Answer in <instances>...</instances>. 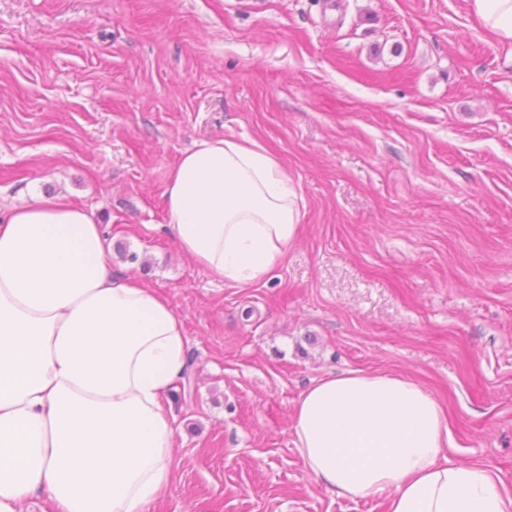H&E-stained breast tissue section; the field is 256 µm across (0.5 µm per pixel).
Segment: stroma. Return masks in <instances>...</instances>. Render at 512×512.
I'll list each match as a JSON object with an SVG mask.
<instances>
[{"instance_id":"1","label":"stroma","mask_w":512,"mask_h":512,"mask_svg":"<svg viewBox=\"0 0 512 512\" xmlns=\"http://www.w3.org/2000/svg\"><path fill=\"white\" fill-rule=\"evenodd\" d=\"M250 137L302 197L263 281L219 280L165 226L195 142ZM65 194L110 263L168 298L190 366L152 512H388L294 445L303 390L419 382L450 462L512 493V51L468 0H0V207Z\"/></svg>"}]
</instances>
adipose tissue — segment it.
<instances>
[{
    "mask_svg": "<svg viewBox=\"0 0 512 512\" xmlns=\"http://www.w3.org/2000/svg\"><path fill=\"white\" fill-rule=\"evenodd\" d=\"M469 3L512 46V0ZM163 199L183 255L238 285L283 261L302 216L280 158L244 137L185 151ZM110 253L92 213L66 197L0 214V512H151L170 487L184 324L168 299L113 274ZM292 430L339 497L384 495L389 512H512L495 470L448 460L441 405L405 375L321 377Z\"/></svg>",
    "mask_w": 512,
    "mask_h": 512,
    "instance_id": "obj_1",
    "label": "adipose tissue"
}]
</instances>
